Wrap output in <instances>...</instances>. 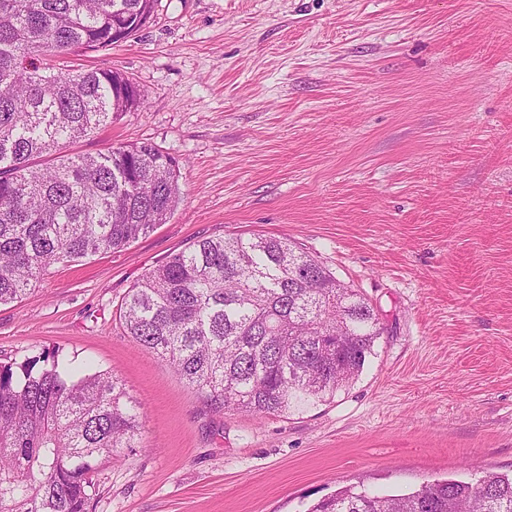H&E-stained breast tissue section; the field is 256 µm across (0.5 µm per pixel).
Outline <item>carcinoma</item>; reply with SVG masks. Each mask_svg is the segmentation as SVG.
<instances>
[{
	"label": "carcinoma",
	"mask_w": 512,
	"mask_h": 512,
	"mask_svg": "<svg viewBox=\"0 0 512 512\" xmlns=\"http://www.w3.org/2000/svg\"><path fill=\"white\" fill-rule=\"evenodd\" d=\"M157 0H0V305L51 267L121 251L166 223L179 162L150 143L34 161L144 103L119 71H55L50 56L135 35ZM316 257L276 237L205 238L134 285L130 341L218 412L256 418L334 397L374 354L376 308ZM59 352L0 362V509L88 512L98 461L142 447L139 404L109 369ZM306 512H512V475L449 478L407 494L351 485Z\"/></svg>",
	"instance_id": "cac0c4a2"
}]
</instances>
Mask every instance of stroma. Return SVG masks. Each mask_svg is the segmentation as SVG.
I'll return each instance as SVG.
<instances>
[{
	"mask_svg": "<svg viewBox=\"0 0 512 512\" xmlns=\"http://www.w3.org/2000/svg\"><path fill=\"white\" fill-rule=\"evenodd\" d=\"M145 101L70 150L149 142L181 164L174 216L51 268L0 306V361L112 369L141 447L99 465L92 512H304L512 472V0H158L108 50ZM288 239L378 308L363 372L324 402L218 414L119 319L203 238Z\"/></svg>",
	"mask_w": 512,
	"mask_h": 512,
	"instance_id": "obj_1",
	"label": "stroma"
}]
</instances>
